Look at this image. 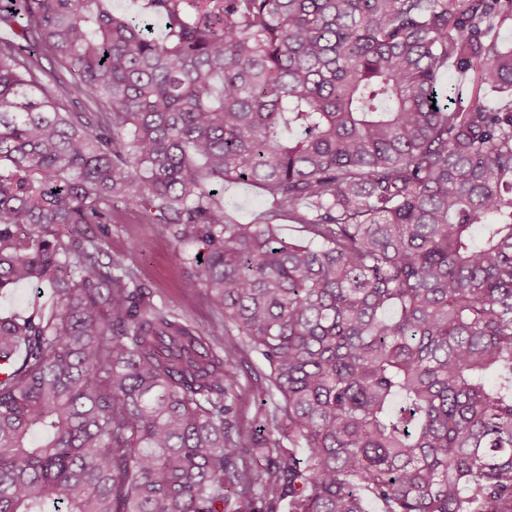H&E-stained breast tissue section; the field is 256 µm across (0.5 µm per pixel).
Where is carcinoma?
Returning <instances> with one entry per match:
<instances>
[{
    "mask_svg": "<svg viewBox=\"0 0 512 512\" xmlns=\"http://www.w3.org/2000/svg\"><path fill=\"white\" fill-rule=\"evenodd\" d=\"M106 2L0 0V292L56 296L0 316V512H512V0ZM128 200L208 336L88 230ZM224 206L242 224H259L271 209L270 200L257 187L250 184H234L224 188L221 195ZM53 301L48 288H33L22 285L11 288L8 294L0 297V314H12L15 312L29 315L37 309L46 312L52 310ZM249 362L253 367V370L250 367L245 366L248 370V374L244 373L242 376L243 389L239 393L235 402V410L236 417L240 419V421L251 426L253 429L255 428L258 430L262 428L263 408L257 400L253 399L252 395L245 390V388L254 381L253 377L255 370L263 369V366L254 355L249 356Z\"/></svg>",
    "mask_w": 512,
    "mask_h": 512,
    "instance_id": "obj_1",
    "label": "carcinoma"
}]
</instances>
